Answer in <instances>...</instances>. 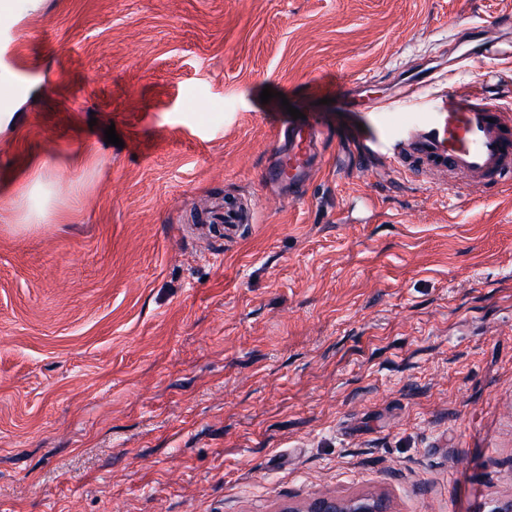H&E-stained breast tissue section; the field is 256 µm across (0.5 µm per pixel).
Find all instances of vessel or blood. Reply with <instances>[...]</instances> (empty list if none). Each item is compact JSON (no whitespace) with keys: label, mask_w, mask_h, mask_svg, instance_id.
<instances>
[{"label":"vessel or blood","mask_w":512,"mask_h":512,"mask_svg":"<svg viewBox=\"0 0 512 512\" xmlns=\"http://www.w3.org/2000/svg\"><path fill=\"white\" fill-rule=\"evenodd\" d=\"M465 59L470 81L449 91H432V111L388 112L383 101L358 90L345 96L344 104L356 122L352 135L370 154L432 189L452 196L469 189L477 202L487 189L512 181V111L499 106L485 89V77L493 69L487 53L469 50ZM330 132L315 116L279 127L264 179L287 185L289 198H299Z\"/></svg>","instance_id":"obj_1"}]
</instances>
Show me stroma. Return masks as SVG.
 I'll return each instance as SVG.
<instances>
[{
	"label": "stroma",
	"mask_w": 512,
	"mask_h": 512,
	"mask_svg": "<svg viewBox=\"0 0 512 512\" xmlns=\"http://www.w3.org/2000/svg\"><path fill=\"white\" fill-rule=\"evenodd\" d=\"M504 15L512 0H0L19 34L0 44V512L512 504V187L475 205L360 178L340 107L423 57L466 82L449 17ZM488 47L512 109V34ZM291 107L335 131L278 209L262 172ZM224 206L230 237L209 229ZM289 512H383L378 500L367 498H336L323 496L314 499L306 510L288 509Z\"/></svg>",
	"instance_id": "obj_1"
}]
</instances>
